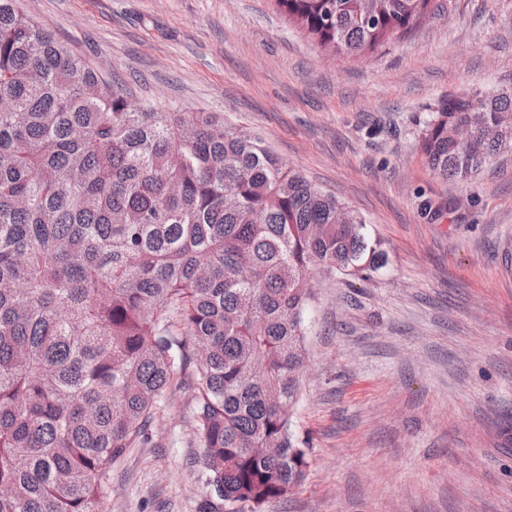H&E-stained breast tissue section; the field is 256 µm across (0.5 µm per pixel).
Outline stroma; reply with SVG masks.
<instances>
[{"label": "stroma", "mask_w": 512, "mask_h": 512, "mask_svg": "<svg viewBox=\"0 0 512 512\" xmlns=\"http://www.w3.org/2000/svg\"><path fill=\"white\" fill-rule=\"evenodd\" d=\"M134 106L214 112L345 203L373 278L318 274L292 430L302 486L263 512H512V153L464 181L418 147L451 93L512 88V0H434L366 56L327 55L273 0H15ZM435 210H427V203ZM190 391L112 465L100 512H198Z\"/></svg>", "instance_id": "35a3bbf8"}]
</instances>
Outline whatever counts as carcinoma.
<instances>
[{
  "label": "carcinoma",
  "mask_w": 512,
  "mask_h": 512,
  "mask_svg": "<svg viewBox=\"0 0 512 512\" xmlns=\"http://www.w3.org/2000/svg\"><path fill=\"white\" fill-rule=\"evenodd\" d=\"M0 0V512H99L112 462L194 392L209 494L251 512L305 480L291 429L315 271L384 266L367 224L211 112L134 108ZM334 55L374 52L434 0H274ZM429 170L512 150V89L450 94Z\"/></svg>",
  "instance_id": "obj_1"
}]
</instances>
